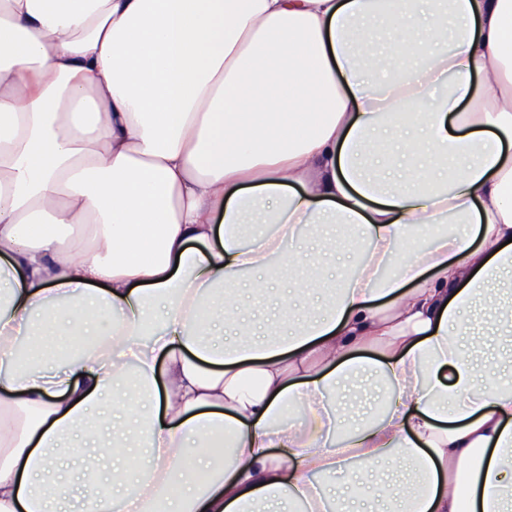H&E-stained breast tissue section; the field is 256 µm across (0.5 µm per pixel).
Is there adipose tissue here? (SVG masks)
Instances as JSON below:
<instances>
[{
	"instance_id": "adipose-tissue-1",
	"label": "adipose tissue",
	"mask_w": 512,
	"mask_h": 512,
	"mask_svg": "<svg viewBox=\"0 0 512 512\" xmlns=\"http://www.w3.org/2000/svg\"><path fill=\"white\" fill-rule=\"evenodd\" d=\"M327 224L336 296L267 338L236 289L311 295ZM508 282L512 0H0V512H351L325 479L397 453L389 512H512Z\"/></svg>"
}]
</instances>
